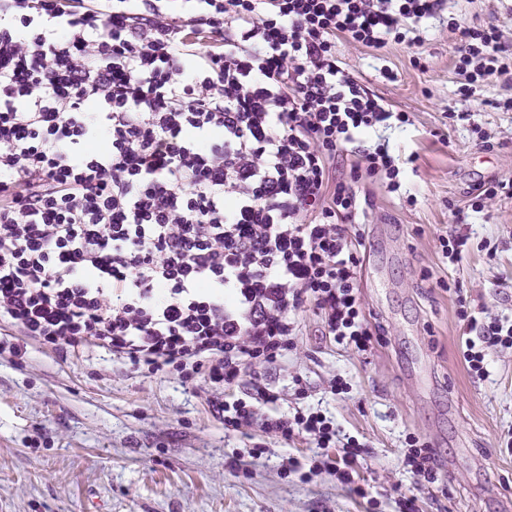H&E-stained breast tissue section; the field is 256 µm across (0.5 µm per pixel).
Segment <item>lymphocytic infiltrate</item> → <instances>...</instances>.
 Returning a JSON list of instances; mask_svg holds the SVG:
<instances>
[{"mask_svg":"<svg viewBox=\"0 0 512 512\" xmlns=\"http://www.w3.org/2000/svg\"><path fill=\"white\" fill-rule=\"evenodd\" d=\"M443 6L0 0V329L226 389L285 364L309 308L329 339L369 351L383 328L360 295L359 182L400 190L377 135L411 119L336 42L418 43ZM448 26L463 95L512 68L498 25ZM457 303L464 365L485 380L490 350L512 351V314ZM279 399L257 383L212 411L228 430L337 448L326 466L350 480L365 445L322 410L276 412Z\"/></svg>","mask_w":512,"mask_h":512,"instance_id":"1","label":"lymphocytic infiltrate"}]
</instances>
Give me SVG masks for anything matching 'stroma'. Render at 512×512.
I'll return each instance as SVG.
<instances>
[{
  "label": "stroma",
  "instance_id": "1",
  "mask_svg": "<svg viewBox=\"0 0 512 512\" xmlns=\"http://www.w3.org/2000/svg\"><path fill=\"white\" fill-rule=\"evenodd\" d=\"M444 12L411 46L336 44L346 68L413 121L388 133L406 161L400 191L369 184L361 291L384 340L358 354L322 336L309 311L287 371L250 370L239 386H275L288 413L323 404L340 433L368 447L354 483L302 439L225 430L211 407L224 392L203 376L152 375L101 349L61 356L31 341L24 357L0 355V512H401L410 497L416 512H512V352L491 354L489 378L472 379L457 314L461 295L512 311V201L468 207L478 183L512 179V111L502 106L512 71L462 98L446 21L491 19L512 39V0H447ZM482 134L494 150L476 149ZM461 231L464 259L443 265L441 238ZM336 376L349 393L331 395ZM409 434L436 452L429 488L403 469ZM256 448L264 454L250 460ZM291 455L315 474L285 469Z\"/></svg>",
  "mask_w": 512,
  "mask_h": 512
}]
</instances>
